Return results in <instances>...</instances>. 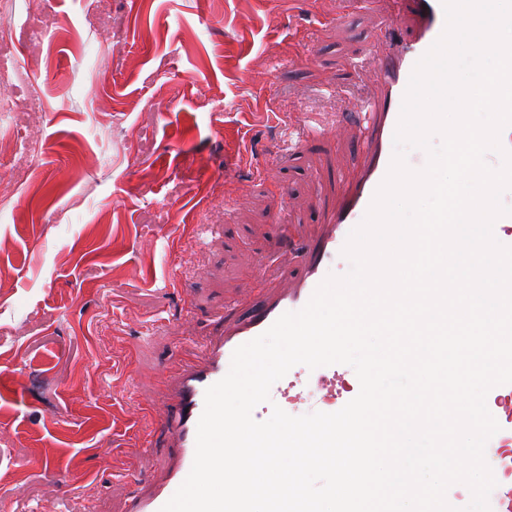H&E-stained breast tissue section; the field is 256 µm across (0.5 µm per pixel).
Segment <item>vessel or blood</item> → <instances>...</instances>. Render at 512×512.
Returning a JSON list of instances; mask_svg holds the SVG:
<instances>
[{
    "mask_svg": "<svg viewBox=\"0 0 512 512\" xmlns=\"http://www.w3.org/2000/svg\"><path fill=\"white\" fill-rule=\"evenodd\" d=\"M386 2L384 22L373 39L380 92L365 105L366 135L358 146L366 158L362 178L349 189L318 237L294 244L287 250L292 266L284 273L286 287L245 312L229 309L223 328L206 347L204 362L198 364L186 359L172 381L160 389L158 398L162 408L156 421L174 439V458L162 481L149 491L132 493L126 512H160L182 485L193 465L197 424L207 388L228 373L237 347L264 333L282 314L298 311L308 303L324 280L327 265L342 252L349 232L363 220L385 179L392 160L388 146L398 125L411 73L445 27L441 0ZM322 390L313 408L325 413L337 412L345 406L347 398L357 395L352 389L347 398H339L332 379L323 382ZM301 401V395L276 383L270 390L269 402L259 404L253 417L264 421L270 417L273 407H292ZM486 403L500 426L485 449L486 461L497 481L489 498L491 512H512V455L505 452L506 447L512 445V384L492 388Z\"/></svg>",
    "mask_w": 512,
    "mask_h": 512,
    "instance_id": "vessel-or-blood-1",
    "label": "vessel or blood"
}]
</instances>
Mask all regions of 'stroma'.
<instances>
[{
    "mask_svg": "<svg viewBox=\"0 0 512 512\" xmlns=\"http://www.w3.org/2000/svg\"><path fill=\"white\" fill-rule=\"evenodd\" d=\"M339 5L39 0L17 23L0 0V496L24 512H124L161 479L156 386L182 343L276 290L280 237L317 235L360 176L354 126L276 156L281 116L377 90L349 60L380 14L338 26Z\"/></svg>",
    "mask_w": 512,
    "mask_h": 512,
    "instance_id": "stroma-1",
    "label": "stroma"
}]
</instances>
